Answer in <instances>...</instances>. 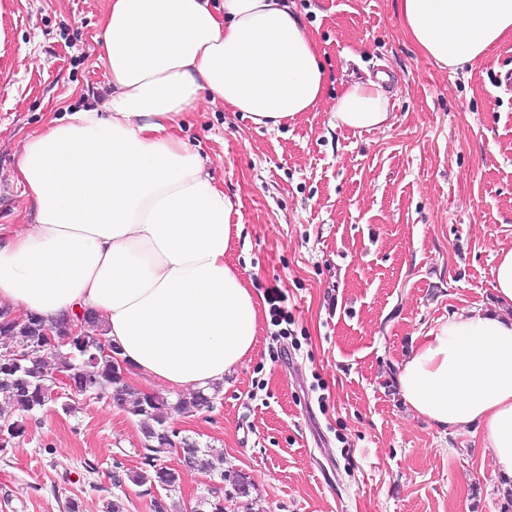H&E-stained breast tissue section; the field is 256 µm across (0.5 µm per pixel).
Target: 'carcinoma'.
Returning a JSON list of instances; mask_svg holds the SVG:
<instances>
[{
  "label": "carcinoma",
  "mask_w": 512,
  "mask_h": 512,
  "mask_svg": "<svg viewBox=\"0 0 512 512\" xmlns=\"http://www.w3.org/2000/svg\"><path fill=\"white\" fill-rule=\"evenodd\" d=\"M76 317H61L52 329L58 342L54 355L55 371L67 375L80 397L108 400L138 418L143 436L142 468L127 475L133 483L155 485L173 491L180 482L178 474L158 464L174 446L190 469H205L225 480L224 457L214 456L190 437L174 439L169 430V402L144 392L133 390L122 372L112 365V358L103 354L100 343L104 336L97 332L92 313L83 316V330L74 335L72 323ZM45 324L41 320L25 318L18 322L1 321L0 333L15 338V345L0 351V393L12 406L8 414H0V430L15 440L25 433L24 418L31 417L55 402L58 383L43 364V354L51 349L44 336ZM219 389L206 393L202 390L190 398H179L175 407L186 414L209 412ZM196 512H224V501L209 494L198 500Z\"/></svg>",
  "instance_id": "1"
}]
</instances>
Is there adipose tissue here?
<instances>
[{
  "label": "adipose tissue",
  "mask_w": 512,
  "mask_h": 512,
  "mask_svg": "<svg viewBox=\"0 0 512 512\" xmlns=\"http://www.w3.org/2000/svg\"><path fill=\"white\" fill-rule=\"evenodd\" d=\"M422 54L453 68L512 39V0H396ZM98 45L102 106L26 136L25 224L0 226V306L53 323L91 311L132 377L178 394L223 383L256 344L259 301L231 263L234 205L180 132L202 95L277 127L315 109L329 75L283 0H111ZM381 83L347 86L337 125H384ZM497 305L418 337L397 390L444 431H481L512 480V248L495 256Z\"/></svg>",
  "instance_id": "adipose-tissue-1"
}]
</instances>
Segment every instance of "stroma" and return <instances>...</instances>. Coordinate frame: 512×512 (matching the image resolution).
<instances>
[{
  "label": "stroma",
  "instance_id": "35a3bbf8",
  "mask_svg": "<svg viewBox=\"0 0 512 512\" xmlns=\"http://www.w3.org/2000/svg\"><path fill=\"white\" fill-rule=\"evenodd\" d=\"M287 4L332 76L316 109L271 129L205 99L182 133L233 201L229 258L261 302L254 350L213 410H173L168 424L223 454L225 512H512L490 449L417 417L394 385L414 337L494 304V257L512 247V93L496 84L512 40L452 72L418 51L395 0ZM107 6L0 0V225L28 207L15 180L25 135L103 101ZM380 67L389 124L337 126V94ZM142 444L136 418L105 400L37 414L0 454V512H102L116 497L153 512L157 490L112 480L140 469ZM161 464L181 475L167 512L216 484L178 452Z\"/></svg>",
  "mask_w": 512,
  "mask_h": 512
}]
</instances>
